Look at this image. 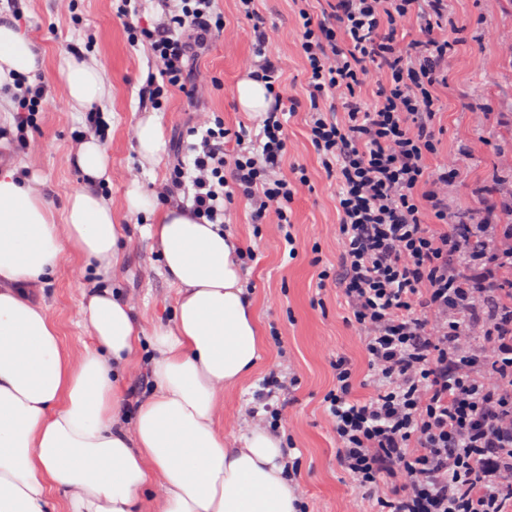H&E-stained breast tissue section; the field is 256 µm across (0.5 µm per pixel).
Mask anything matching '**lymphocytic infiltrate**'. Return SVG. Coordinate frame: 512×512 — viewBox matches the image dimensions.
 <instances>
[{"label": "lymphocytic infiltrate", "instance_id": "f902f5d3", "mask_svg": "<svg viewBox=\"0 0 512 512\" xmlns=\"http://www.w3.org/2000/svg\"><path fill=\"white\" fill-rule=\"evenodd\" d=\"M156 29H135L156 71L140 90L159 106L170 88L201 87L192 59L216 32L233 39L214 0H180ZM254 21L255 47L242 62L269 94L255 151H224L236 132L201 115L190 156L178 161L168 199L183 192L204 224H227L244 197L254 223L289 224L288 205L309 186L281 171L288 89L285 60L258 23L255 0H237ZM331 20L300 9L311 144L336 181L339 285L365 352L373 395L353 397V374L337 359L327 419L340 467L372 491L376 512H506L512 500V306L501 308L496 256L512 251L501 234L500 204L489 198L474 224H449L448 188L470 159L468 144L438 148V87L458 28L449 0H331ZM423 37L405 40L406 24ZM371 87L364 100L362 87ZM16 138L25 141L32 112L50 100L43 81L19 78ZM481 240L474 255L462 235Z\"/></svg>", "mask_w": 512, "mask_h": 512}]
</instances>
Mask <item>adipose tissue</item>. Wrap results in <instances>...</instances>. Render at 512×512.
<instances>
[{
    "label": "adipose tissue",
    "instance_id": "1",
    "mask_svg": "<svg viewBox=\"0 0 512 512\" xmlns=\"http://www.w3.org/2000/svg\"><path fill=\"white\" fill-rule=\"evenodd\" d=\"M38 54L17 26L0 20V83L33 75ZM72 108L99 104L106 73L83 56L59 69ZM74 163L82 181L62 215L15 172H0V512H298L280 441L262 429L230 447L216 425L224 389L260 357L258 326L238 286L234 247L216 224L188 209L158 207L131 182V214L148 232L166 280L178 290L173 321L144 331L131 307L103 285L85 295L80 323L90 338L68 352L37 298L65 250L108 278L130 237L100 188L109 160L93 137ZM152 350V395L126 419L120 373L142 341Z\"/></svg>",
    "mask_w": 512,
    "mask_h": 512
}]
</instances>
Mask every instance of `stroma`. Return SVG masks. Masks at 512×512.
Here are the masks:
<instances>
[{"label": "stroma", "instance_id": "stroma-1", "mask_svg": "<svg viewBox=\"0 0 512 512\" xmlns=\"http://www.w3.org/2000/svg\"><path fill=\"white\" fill-rule=\"evenodd\" d=\"M236 0H217L216 11L238 31L233 42L215 34L208 49L197 59L198 68L210 72L213 82L187 94L171 90L161 109L143 107L138 91L152 71L145 43H132L128 24L154 27L163 17L159 0H132L129 18L117 16L112 0H22L19 28L43 56L39 73L54 96L66 94L58 68L67 57L69 44L93 40L92 58L104 68L109 93L98 108L107 119L103 145L110 158V181L103 192L120 223L132 225V241L112 269V292L126 301L145 328L170 323L177 291L162 273L161 259L146 226L150 217L129 215L125 193L131 181L155 190L169 180L177 160L189 155L197 141L190 129L197 105L237 131H260L261 115L243 111L232 89L243 78L241 62L253 52L252 21L236 11ZM297 0H257L259 17L288 59L283 80L293 96V113L287 118L288 151L283 171H303L310 191L289 205L292 230L301 245L289 255L276 221L253 223L249 206L238 200L231 207L227 233L240 246L255 249L252 266L240 273L261 336L260 358L249 374L224 390V415L218 425L230 441L256 426L250 411L257 404L264 379L272 365L293 377L294 386L272 397L283 403L290 417L274 434L283 452L298 464L292 487L309 512H342L354 504L357 512H373L367 489L358 487L336 460V439L327 422L325 398L333 387L332 364L345 358L355 371L354 396L365 400L373 394L367 363L357 332L349 320L347 304L339 289L317 288L319 273L336 276L339 248L334 234L338 222L336 185L327 177L308 140L305 122L308 106L303 60L299 47ZM450 13L459 28V42L448 59V86L441 89L440 147L444 150L467 143L472 149L470 167L448 194L450 212L477 213L482 209L478 190L490 185L492 169L503 147L506 103L512 99V82L504 75L512 66L495 45L482 37L485 25H494L499 37L512 41V11L485 14L481 0H452ZM494 73L487 82L486 73ZM489 112L484 126H474L471 109ZM154 118L160 125L163 145L156 158L138 152L135 131L140 122ZM84 124L83 112L59 109L45 103L33 115L26 143L11 141V102L0 97V170L13 169L32 183L55 209H62L67 190L82 176L72 162L75 134ZM84 262L67 252L56 276L45 285L42 301L58 325L68 351L82 349L88 338L78 327L84 293L92 276Z\"/></svg>", "mask_w": 512, "mask_h": 512}]
</instances>
